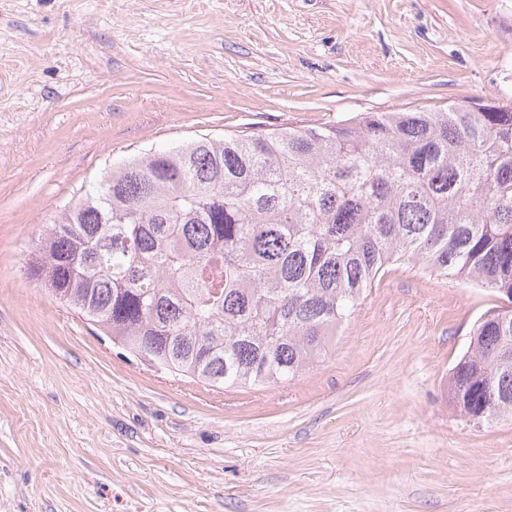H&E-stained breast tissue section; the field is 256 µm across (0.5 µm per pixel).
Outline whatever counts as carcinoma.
<instances>
[{"label": "carcinoma", "mask_w": 512, "mask_h": 512, "mask_svg": "<svg viewBox=\"0 0 512 512\" xmlns=\"http://www.w3.org/2000/svg\"><path fill=\"white\" fill-rule=\"evenodd\" d=\"M204 137L62 209L30 278L112 344L224 389L292 380L395 264L497 294L453 367L473 426L512 422V103Z\"/></svg>", "instance_id": "cac0c4a2"}]
</instances>
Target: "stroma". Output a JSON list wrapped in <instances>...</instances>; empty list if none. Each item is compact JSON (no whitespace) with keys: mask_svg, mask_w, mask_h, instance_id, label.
<instances>
[{"mask_svg":"<svg viewBox=\"0 0 512 512\" xmlns=\"http://www.w3.org/2000/svg\"><path fill=\"white\" fill-rule=\"evenodd\" d=\"M512 102V0H0V512H512L450 371L494 294L396 264L324 360L218 389L28 279L112 166L201 137Z\"/></svg>","mask_w":512,"mask_h":512,"instance_id":"35a3bbf8","label":"stroma"}]
</instances>
